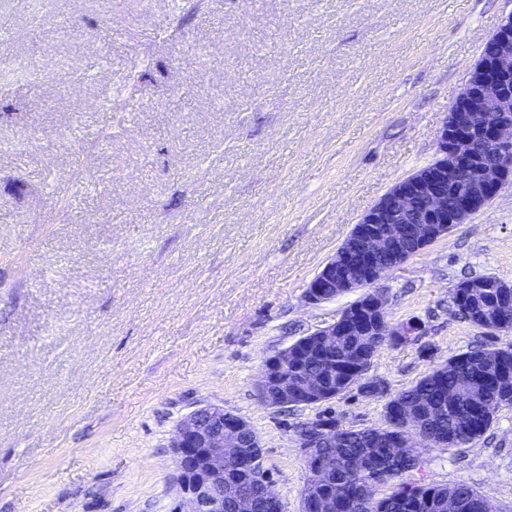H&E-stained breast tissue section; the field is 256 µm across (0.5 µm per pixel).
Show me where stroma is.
Returning a JSON list of instances; mask_svg holds the SVG:
<instances>
[{"mask_svg": "<svg viewBox=\"0 0 512 512\" xmlns=\"http://www.w3.org/2000/svg\"><path fill=\"white\" fill-rule=\"evenodd\" d=\"M512 0H0V512H172L170 446L205 403L260 437L301 512L299 431L383 428L448 358L512 344L452 304L512 281V185L380 281V393L272 408L264 362L354 300L308 282L362 214L431 163ZM413 482L512 512V406Z\"/></svg>", "mask_w": 512, "mask_h": 512, "instance_id": "35a3bbf8", "label": "stroma"}]
</instances>
